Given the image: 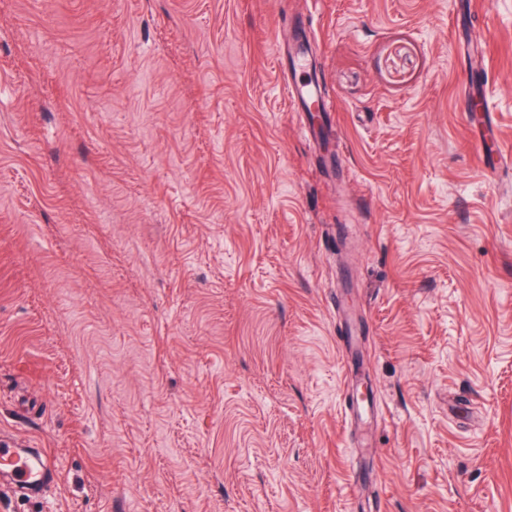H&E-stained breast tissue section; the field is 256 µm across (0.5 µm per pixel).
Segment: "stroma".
<instances>
[{
  "label": "stroma",
  "instance_id": "1",
  "mask_svg": "<svg viewBox=\"0 0 512 512\" xmlns=\"http://www.w3.org/2000/svg\"><path fill=\"white\" fill-rule=\"evenodd\" d=\"M470 2L0 0V444L60 475L0 512H512V0ZM285 91L288 101L296 111L302 112L304 110L308 112V105H310L312 109L313 107L319 109L321 106L322 110L325 111L324 98L321 96L320 92L310 84L302 83L289 85L286 83ZM313 99L317 101L315 106L311 103Z\"/></svg>",
  "mask_w": 512,
  "mask_h": 512
}]
</instances>
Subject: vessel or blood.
Returning a JSON list of instances; mask_svg holds the SVG:
<instances>
[{
	"label": "vessel or blood",
	"instance_id": "b4317fda",
	"mask_svg": "<svg viewBox=\"0 0 512 512\" xmlns=\"http://www.w3.org/2000/svg\"><path fill=\"white\" fill-rule=\"evenodd\" d=\"M286 95L296 111L306 110L311 101L320 99V92L307 83L286 86ZM0 472L26 495L42 494L58 474L55 458L41 448H0Z\"/></svg>",
	"mask_w": 512,
	"mask_h": 512
}]
</instances>
